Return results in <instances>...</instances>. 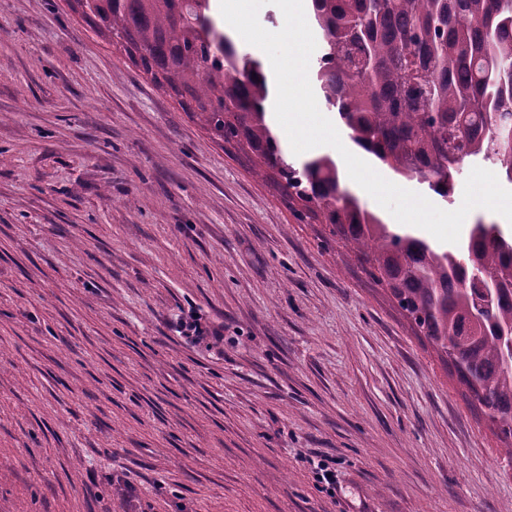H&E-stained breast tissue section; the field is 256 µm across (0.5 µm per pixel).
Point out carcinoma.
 I'll return each instance as SVG.
<instances>
[{
	"instance_id": "obj_1",
	"label": "carcinoma",
	"mask_w": 512,
	"mask_h": 512,
	"mask_svg": "<svg viewBox=\"0 0 512 512\" xmlns=\"http://www.w3.org/2000/svg\"><path fill=\"white\" fill-rule=\"evenodd\" d=\"M71 9L170 91L210 135L252 153L293 216L369 265L502 441L512 464V238L475 224L454 250L397 232L341 185L335 161L288 162L262 64L218 31L209 0H73ZM312 73L350 140L436 195L473 159L512 183V0H311Z\"/></svg>"
}]
</instances>
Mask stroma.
Returning <instances> with one entry per match:
<instances>
[{
  "label": "stroma",
  "instance_id": "1",
  "mask_svg": "<svg viewBox=\"0 0 512 512\" xmlns=\"http://www.w3.org/2000/svg\"><path fill=\"white\" fill-rule=\"evenodd\" d=\"M499 446L325 225L65 0H0V512H512Z\"/></svg>",
  "mask_w": 512,
  "mask_h": 512
}]
</instances>
